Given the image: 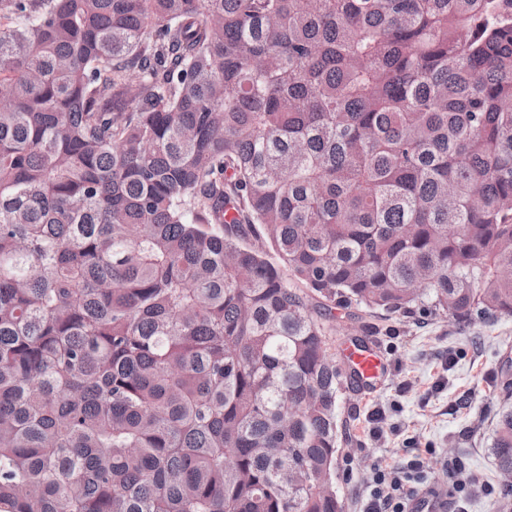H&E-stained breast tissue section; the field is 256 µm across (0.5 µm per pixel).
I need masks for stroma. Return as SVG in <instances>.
<instances>
[{"label": "stroma", "mask_w": 512, "mask_h": 512, "mask_svg": "<svg viewBox=\"0 0 512 512\" xmlns=\"http://www.w3.org/2000/svg\"><path fill=\"white\" fill-rule=\"evenodd\" d=\"M335 316L345 338L373 336L387 363L377 387L338 398L336 470L346 512H356L379 466L405 471L404 500L462 476L463 512H512L491 454L503 403L498 380L512 363V316L471 327L416 313L363 311L351 320L339 309Z\"/></svg>", "instance_id": "stroma-1"}]
</instances>
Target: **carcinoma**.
Segmentation results:
<instances>
[{
    "label": "carcinoma",
    "instance_id": "cac0c4a2",
    "mask_svg": "<svg viewBox=\"0 0 512 512\" xmlns=\"http://www.w3.org/2000/svg\"><path fill=\"white\" fill-rule=\"evenodd\" d=\"M1 84L0 512H344L332 307L512 316V0H0Z\"/></svg>",
    "mask_w": 512,
    "mask_h": 512
}]
</instances>
